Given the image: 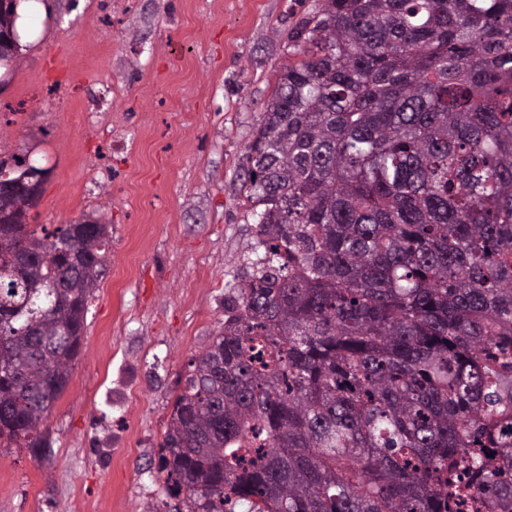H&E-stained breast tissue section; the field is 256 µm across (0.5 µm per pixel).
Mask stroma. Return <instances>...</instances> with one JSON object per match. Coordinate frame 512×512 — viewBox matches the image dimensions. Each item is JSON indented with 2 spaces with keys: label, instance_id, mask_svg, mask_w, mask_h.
Masks as SVG:
<instances>
[{
  "label": "stroma",
  "instance_id": "1",
  "mask_svg": "<svg viewBox=\"0 0 512 512\" xmlns=\"http://www.w3.org/2000/svg\"><path fill=\"white\" fill-rule=\"evenodd\" d=\"M43 2L0 70V157L49 171L27 223L111 243L45 448L0 446V512H174L159 446L255 242L246 147L323 0Z\"/></svg>",
  "mask_w": 512,
  "mask_h": 512
}]
</instances>
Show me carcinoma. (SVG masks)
I'll use <instances>...</instances> for the list:
<instances>
[{
	"label": "carcinoma",
	"instance_id": "obj_1",
	"mask_svg": "<svg viewBox=\"0 0 512 512\" xmlns=\"http://www.w3.org/2000/svg\"><path fill=\"white\" fill-rule=\"evenodd\" d=\"M294 39L246 151L254 257L174 400L166 491L512 512V0H324ZM31 205L0 224V444L36 454L109 230Z\"/></svg>",
	"mask_w": 512,
	"mask_h": 512
}]
</instances>
